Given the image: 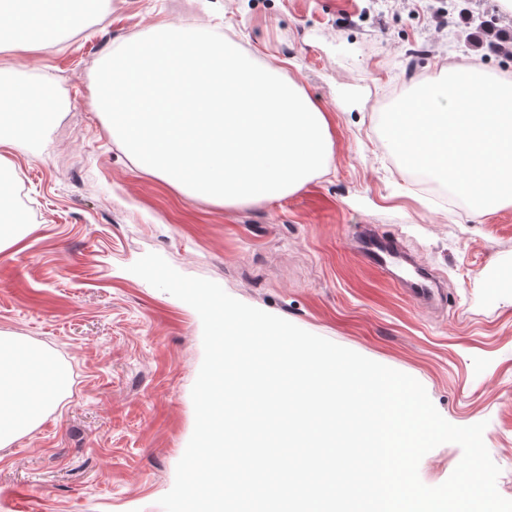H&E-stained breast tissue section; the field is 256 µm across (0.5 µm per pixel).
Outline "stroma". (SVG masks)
<instances>
[{"mask_svg": "<svg viewBox=\"0 0 512 512\" xmlns=\"http://www.w3.org/2000/svg\"><path fill=\"white\" fill-rule=\"evenodd\" d=\"M202 23L282 70L332 117L333 161L281 200L215 207L140 172L94 112L99 65L154 25ZM0 18V79L47 90L41 134L0 144L24 237L0 253V333L67 365L71 387L0 449V512H163L195 425L202 322L130 273L149 252L178 272L406 373L445 420L486 422L512 500V205L457 212L420 193L379 129L408 75L471 60L512 77V11L501 0H106L89 21L29 53ZM393 239L442 281L413 301L367 262L366 231ZM462 449L418 468L444 483Z\"/></svg>", "mask_w": 512, "mask_h": 512, "instance_id": "obj_1", "label": "stroma"}]
</instances>
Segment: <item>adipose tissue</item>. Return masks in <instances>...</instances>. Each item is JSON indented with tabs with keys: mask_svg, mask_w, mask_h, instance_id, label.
Masks as SVG:
<instances>
[{
	"mask_svg": "<svg viewBox=\"0 0 512 512\" xmlns=\"http://www.w3.org/2000/svg\"><path fill=\"white\" fill-rule=\"evenodd\" d=\"M0 11L12 17L11 42L21 51L54 43L56 33L74 28L80 19L75 0H33L29 6L21 0H0ZM40 129L31 91L0 86V138H31ZM68 382L67 368L50 353L1 335L0 447L32 430Z\"/></svg>",
	"mask_w": 512,
	"mask_h": 512,
	"instance_id": "obj_1",
	"label": "adipose tissue"
}]
</instances>
